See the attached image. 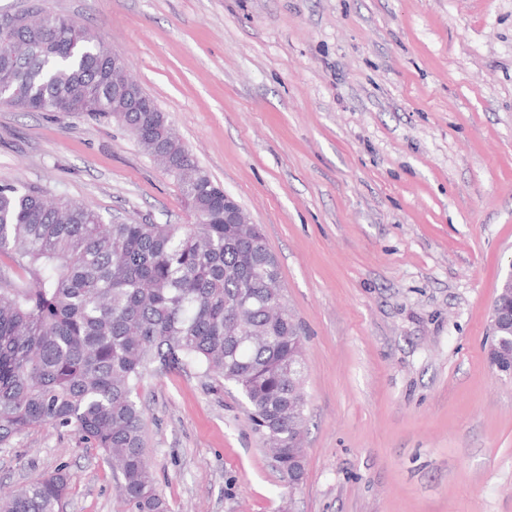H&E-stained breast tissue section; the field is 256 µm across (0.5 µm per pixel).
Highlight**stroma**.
I'll list each match as a JSON object with an SVG mask.
<instances>
[{
    "label": "stroma",
    "mask_w": 512,
    "mask_h": 512,
    "mask_svg": "<svg viewBox=\"0 0 512 512\" xmlns=\"http://www.w3.org/2000/svg\"><path fill=\"white\" fill-rule=\"evenodd\" d=\"M121 53L261 225L305 336V474L286 488L241 393L145 379L171 512H512V377L487 359L512 264V0H38ZM190 224L113 119L0 105V184ZM65 467V512H122L99 449L36 427L0 486Z\"/></svg>",
    "instance_id": "obj_1"
}]
</instances>
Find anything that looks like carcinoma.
<instances>
[{
  "mask_svg": "<svg viewBox=\"0 0 512 512\" xmlns=\"http://www.w3.org/2000/svg\"><path fill=\"white\" fill-rule=\"evenodd\" d=\"M0 30V98L21 112L56 101L112 117L149 157L162 151L196 223L108 220L50 199L31 183L0 184V446L44 425L74 429L116 470L128 512H169L146 456L137 399L146 376L198 367L235 386L288 486L305 470L304 337L288 322L277 257L224 223V189L171 131L163 112L124 108L125 74L75 20L37 4ZM59 469L0 489V512H64Z\"/></svg>",
  "mask_w": 512,
  "mask_h": 512,
  "instance_id": "carcinoma-1",
  "label": "carcinoma"
}]
</instances>
